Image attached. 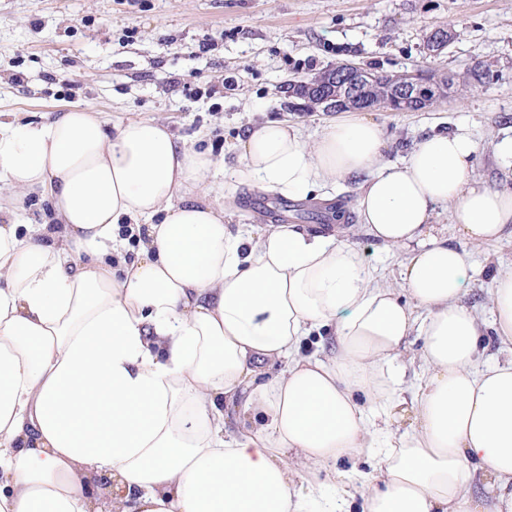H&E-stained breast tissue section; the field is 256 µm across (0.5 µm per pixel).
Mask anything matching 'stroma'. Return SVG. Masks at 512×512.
Returning a JSON list of instances; mask_svg holds the SVG:
<instances>
[{
    "label": "stroma",
    "mask_w": 512,
    "mask_h": 512,
    "mask_svg": "<svg viewBox=\"0 0 512 512\" xmlns=\"http://www.w3.org/2000/svg\"><path fill=\"white\" fill-rule=\"evenodd\" d=\"M455 37L428 56L424 35ZM214 48L199 54L198 45ZM355 62L390 73L429 68L464 75L482 65L481 87L423 112L369 111L388 161H404L424 135L468 126L477 141V179L512 189L495 155L512 137V0H0V113L27 116L78 105L111 122L153 118L224 162L208 178L209 202L229 224L268 227L248 208L252 187L230 173L235 145L253 123L286 118L316 137L327 112L291 111L290 83ZM359 179L311 193L343 199L342 220L325 226L356 247L382 279L399 286L405 252L379 245L359 225ZM472 266L464 301L490 319V272L512 267V236L492 245L459 241Z\"/></svg>",
    "instance_id": "35a3bbf8"
}]
</instances>
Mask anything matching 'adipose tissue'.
<instances>
[{"label": "adipose tissue", "instance_id": "obj_1", "mask_svg": "<svg viewBox=\"0 0 512 512\" xmlns=\"http://www.w3.org/2000/svg\"><path fill=\"white\" fill-rule=\"evenodd\" d=\"M239 150L236 182L290 199L360 177V224L407 253L402 288L336 236L231 229L207 200L217 161L161 121L0 120V512H512V360L485 356L512 344V268L481 320L434 226L445 206L467 242L512 233V189L475 178L469 128L401 165L356 115L312 144L270 119ZM28 195L49 204L34 230ZM329 327L333 355L304 354ZM414 334L418 426L398 435ZM364 457L375 475L354 494L336 464ZM422 340L420 336H409L406 350L401 358V366L405 370V387L408 388L411 382L415 380V374L420 373V362L418 360V352L421 347Z\"/></svg>", "mask_w": 512, "mask_h": 512}]
</instances>
